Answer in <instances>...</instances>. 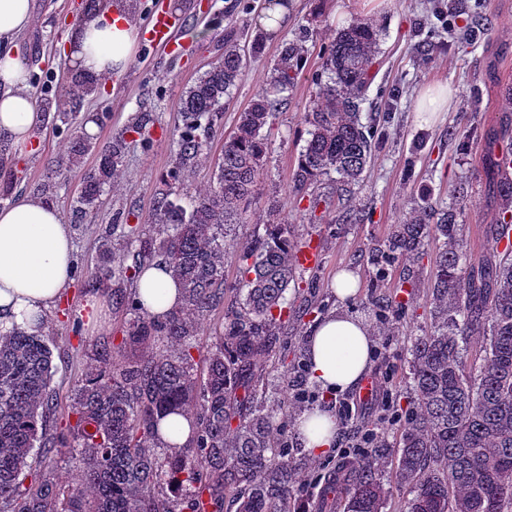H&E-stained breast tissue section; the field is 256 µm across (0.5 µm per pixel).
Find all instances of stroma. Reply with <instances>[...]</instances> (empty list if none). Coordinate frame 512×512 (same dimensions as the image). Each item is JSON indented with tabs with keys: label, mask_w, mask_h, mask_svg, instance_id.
I'll list each match as a JSON object with an SVG mask.
<instances>
[{
	"label": "stroma",
	"mask_w": 512,
	"mask_h": 512,
	"mask_svg": "<svg viewBox=\"0 0 512 512\" xmlns=\"http://www.w3.org/2000/svg\"><path fill=\"white\" fill-rule=\"evenodd\" d=\"M34 2L36 23L20 38L19 50L32 74H49L57 85H66L74 68L63 52L62 36L84 12L87 0ZM139 2L135 20L155 10L174 20V43L139 48L129 69L102 85L97 99L83 101L80 111L97 116L92 141L99 146L120 132L138 106L152 108L160 123L150 151L131 146L124 174L105 193L95 223L72 233L75 263L89 274L104 263L99 239L113 214L130 208L144 213L151 205L173 149L180 98L224 50V30L214 26V18L224 17L240 32L254 28L267 0H208L203 8L197 0H186L179 9L174 0ZM441 9L459 18L478 16L474 45L464 47L456 42L436 17ZM362 19L373 20L381 32L373 66L375 78L366 92L362 113H384L380 123L383 138L348 204L357 211L358 220L334 230L328 218L341 214L348 205L338 200L330 180L315 184L312 193L319 206L313 213L295 207L286 190L307 137L303 116L316 91L313 78L321 69L324 52L338 30ZM287 32L292 37L304 36L309 49L306 68L266 130L270 150L258 183L262 203L248 213L245 223L227 228L225 278L230 286H237L239 254L264 234L267 224L285 218L293 224L297 238L317 249L319 267L312 295L327 312L341 310L367 319L368 303L401 297L400 285L403 279H410L407 311L392 335L375 333V348L382 356L372 359L368 371L373 381L389 380L393 397L406 412L413 403L412 344L433 324L429 290L440 244L430 242L415 274H407L400 264L391 267L380 288L371 285L373 269L366 255L388 236L393 224L404 220L414 198L428 192L433 198L448 200L460 182L467 187L468 200L458 220L459 248L470 262L492 253L495 243L486 228L496 222L499 205L491 201L488 192L491 175L485 162V136L499 131L505 92L512 87V0H288ZM280 44L277 35L267 40L263 55L250 60L245 77L225 101L223 125L210 147L213 159L220 157L239 114L266 95L268 70ZM438 83L448 86L451 104L430 117H421L417 110L421 95ZM473 131L478 132V139L467 153H459L457 136ZM37 138L33 153L18 163L22 176L0 173V203L38 197L40 185L52 174L51 161L63 155L65 140L54 122H47ZM342 270L352 271L359 282L357 295L349 301L338 298L334 288ZM127 320L125 310L106 303L100 305L96 317H88L85 290L73 285L65 290L45 332L53 352V388L60 407L69 405L74 381L90 365L98 337L122 338Z\"/></svg>",
	"instance_id": "35a3bbf8"
}]
</instances>
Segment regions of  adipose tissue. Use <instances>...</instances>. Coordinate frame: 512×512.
<instances>
[{
  "label": "adipose tissue",
  "instance_id": "adipose-tissue-1",
  "mask_svg": "<svg viewBox=\"0 0 512 512\" xmlns=\"http://www.w3.org/2000/svg\"><path fill=\"white\" fill-rule=\"evenodd\" d=\"M34 20L32 0H0V143L19 156L33 152L34 136L45 120L29 90L27 67L14 49ZM139 37L131 17L109 5L77 25L66 38V52L76 71L108 81L130 67ZM73 269L71 230L54 206L21 198L0 208V330L42 334ZM135 291L155 317L178 307L181 299L177 280L162 265L147 266ZM308 346L309 373L317 386L347 391L368 371L374 338L355 316L333 312L311 326ZM335 436L328 412L314 409L299 421V441L314 453L331 447Z\"/></svg>",
  "mask_w": 512,
  "mask_h": 512
}]
</instances>
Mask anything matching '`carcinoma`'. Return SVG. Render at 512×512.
Returning <instances> with one entry per match:
<instances>
[{
    "label": "carcinoma",
    "mask_w": 512,
    "mask_h": 512,
    "mask_svg": "<svg viewBox=\"0 0 512 512\" xmlns=\"http://www.w3.org/2000/svg\"><path fill=\"white\" fill-rule=\"evenodd\" d=\"M265 41L260 28L242 36L226 32L222 58L181 99L174 149L148 213L117 212L102 237L112 265L98 270L96 288L130 318L120 343L99 342L103 364L89 365L75 381L66 431L47 434L56 408L48 341L17 329L0 333V512H224L226 490L234 492L238 512L292 509L284 427L290 404L277 397L280 381L265 379L263 366L275 348L288 350L280 340L288 318L323 311L299 289L293 303L286 301L300 268L293 225H269L242 251L239 287L224 279V229L243 223L258 204L256 176L269 152L262 131L280 100L262 98L241 113L213 182L186 206L178 193L210 159L224 99L243 79L247 58L261 56ZM379 41L373 23L359 21L342 29L324 55L304 115L308 138L292 177L297 199L333 173L346 186L363 181L380 136L373 120L361 117ZM306 61L305 41L283 37L270 71L273 92L293 90ZM97 89V79L81 74L42 98L44 110L56 109L57 129L70 143L55 167L82 171L70 204L78 228L95 222L128 139L151 149L149 132L157 120L151 112H133L121 134L96 148L79 134L82 118L69 105L94 97ZM487 141V166L497 176L493 193L512 203V172L504 166L512 163V137L505 131ZM94 150L97 165L82 170ZM464 208L462 191L445 206L421 196L368 257L376 269L372 287L378 288L390 267L442 241L431 283L434 326L412 349L415 406L397 433L394 459L373 449L350 465L345 512H383L393 494L384 477L388 467L406 493L405 512H512V247L476 264L463 262L457 230ZM511 231L506 206L489 233L500 241ZM151 261L168 264L181 285V306L161 319L147 315L139 296L127 291ZM230 294L235 306L200 365L196 337ZM402 311V302L391 300L373 304L372 315L389 327ZM474 335L483 341L470 362L468 338ZM128 345L141 348V355L128 357ZM177 411L191 415L192 435L187 445L166 452L159 421ZM58 456L71 463V482L59 486L36 476L23 486L26 471L46 469Z\"/></svg>",
    "instance_id": "carcinoma-1"
}]
</instances>
